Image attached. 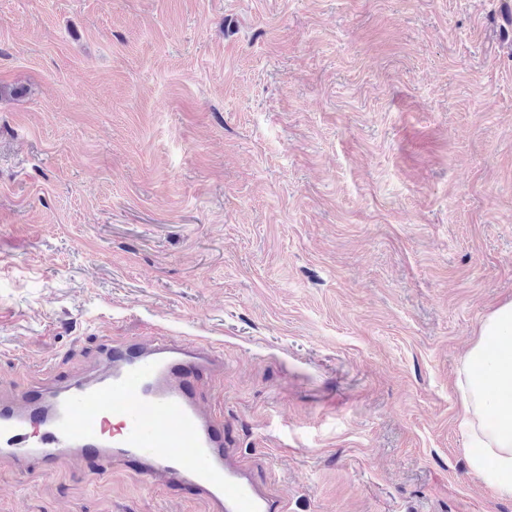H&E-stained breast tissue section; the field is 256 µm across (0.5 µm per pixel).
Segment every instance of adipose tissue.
Masks as SVG:
<instances>
[{"label":"adipose tissue","mask_w":512,"mask_h":512,"mask_svg":"<svg viewBox=\"0 0 512 512\" xmlns=\"http://www.w3.org/2000/svg\"><path fill=\"white\" fill-rule=\"evenodd\" d=\"M459 390L470 466L500 497L512 499V301L481 319Z\"/></svg>","instance_id":"adipose-tissue-1"}]
</instances>
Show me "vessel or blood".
<instances>
[{"label":"vessel or blood","mask_w":512,"mask_h":512,"mask_svg":"<svg viewBox=\"0 0 512 512\" xmlns=\"http://www.w3.org/2000/svg\"><path fill=\"white\" fill-rule=\"evenodd\" d=\"M223 373L222 348L171 336L105 347L95 371L0 401V457L48 474L73 458L104 472L117 462L147 486L206 499L212 512H288L230 448L223 410L201 397L200 380Z\"/></svg>","instance_id":"obj_1"}]
</instances>
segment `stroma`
<instances>
[{"label":"stroma","instance_id":"1","mask_svg":"<svg viewBox=\"0 0 512 512\" xmlns=\"http://www.w3.org/2000/svg\"><path fill=\"white\" fill-rule=\"evenodd\" d=\"M512 0H0V398L158 333L288 512H512L457 379L512 301ZM211 512L0 458V512Z\"/></svg>","mask_w":512,"mask_h":512}]
</instances>
